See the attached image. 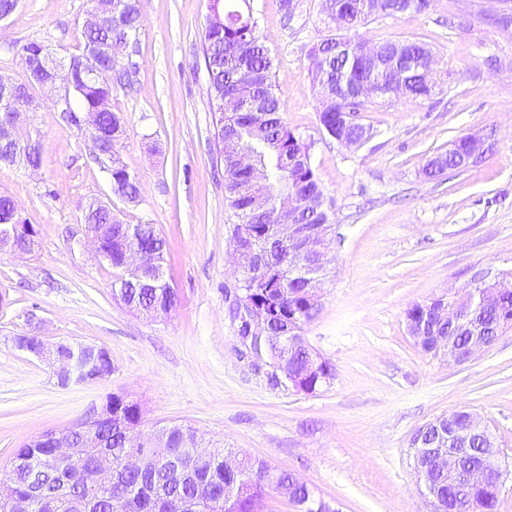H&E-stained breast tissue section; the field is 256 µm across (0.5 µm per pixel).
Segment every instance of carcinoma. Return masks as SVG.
Listing matches in <instances>:
<instances>
[{"instance_id": "1", "label": "carcinoma", "mask_w": 512, "mask_h": 512, "mask_svg": "<svg viewBox=\"0 0 512 512\" xmlns=\"http://www.w3.org/2000/svg\"><path fill=\"white\" fill-rule=\"evenodd\" d=\"M231 0H212L211 7L224 14V28L205 26L203 35L204 65L214 107L215 136L224 145V136L234 134L252 149L257 164L271 170L267 184L251 185L245 172L237 169L220 150L224 163V200L232 213L228 224L230 239L238 242L257 258L254 273L247 274L243 286V304L266 322L270 341L266 354L274 358L279 351V336L285 328L302 335L304 326L319 314V307L306 296L300 282L288 274L294 257L288 248L273 238L271 224L288 187L291 195L302 199L308 194L324 195L316 178L310 147L288 127L279 113V100L274 92L273 59L262 42L258 22L252 10L234 9ZM112 4L111 24L98 30H81L78 52L69 57L59 80L70 86V107L75 112L102 108L100 128L106 140L90 134L98 159L105 166L114 194L130 203L139 200L138 182L128 172L121 159L125 126L119 114L112 110L113 83L96 84L78 68L84 48L90 43L111 44L138 40L142 14L140 0H94V9ZM421 12L418 0H329L327 12L336 34L320 40L313 51L311 86L317 95L319 121L324 133L335 135L353 111L350 91L370 78L385 82H401L402 97L428 98L434 84H427L419 75L394 71L390 57L395 48L417 54L420 44L412 41H387L377 45L379 61L371 65L360 52L363 39L359 29L372 17L397 16ZM255 99L264 105L262 113L251 111L244 103ZM0 162L11 165L38 167L42 163V146L31 144L29 134L16 131L10 148L0 147ZM458 169L454 154L436 155L424 169L431 179H439ZM12 197L0 193V232L11 229L17 220L11 211ZM92 224L112 225V235L104 238L102 249L106 265L112 269V296L125 305L144 313L161 304L176 307L177 291L160 280L152 288H130L129 277L123 271L127 251L152 246L157 259L164 260L167 241L152 224L142 225L138 236L125 234L126 224L117 219L112 208L103 206L85 210ZM430 316L424 303L417 302L405 312L408 328ZM486 321L503 329L512 325V294L502 298L497 308L486 313ZM309 351L294 353L288 362L286 382L296 390L313 393L334 378V368L323 360L309 366ZM113 410L122 414L106 419L88 435L94 447L85 456L70 459L60 465L50 462L53 448L47 433L25 443L13 457L14 466L0 473V512H73L72 503H84L85 512H160L159 503L169 502L167 512H250L255 499L270 490L296 506L310 500L315 512H332L323 501L315 499L306 486L292 484L291 474L271 473L263 460L242 458L239 474L224 471V449L202 446L195 431L182 425L166 427L170 450L177 467L153 462L142 469L127 470L121 463L122 431L140 429L142 412L136 402H126L112 396ZM108 452L115 458L112 481L93 478V461L97 453ZM446 507L456 512H498L499 498L477 493L462 500L457 488L448 479H440Z\"/></svg>"}]
</instances>
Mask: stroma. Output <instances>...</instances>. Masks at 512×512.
Returning a JSON list of instances; mask_svg holds the SVG:
<instances>
[{
	"label": "stroma",
	"instance_id": "35a3bbf8",
	"mask_svg": "<svg viewBox=\"0 0 512 512\" xmlns=\"http://www.w3.org/2000/svg\"><path fill=\"white\" fill-rule=\"evenodd\" d=\"M326 0H250L274 60L288 126L311 146L333 200V261L320 312L305 337L335 368L313 393L273 381L242 355L227 291L235 281L226 231L224 165L214 139L201 49L208 0H141L142 30L130 89L114 92L121 151L140 184L138 203L113 196L88 135L67 125L54 93L33 87L26 130L40 168L0 164V191L39 232L28 255L0 252V471L50 428L73 426L109 395L137 401L143 427L196 429L213 445L292 473L336 512H431L410 457L416 431L455 410L477 414L512 471V328L474 360L451 366L424 354L405 311L481 272L512 273V0H432L423 13L370 21L367 43L411 40L437 59L428 98L369 104V135L328 137L311 89V47L329 35ZM90 0H17L0 19V74L23 80L20 52L37 41L74 52ZM469 13L467 27H453ZM484 131L495 147L477 165L427 180L422 170L461 136ZM100 199L127 224H152L168 242L163 267L180 302L149 319L112 297V275L84 248L83 208ZM105 347L110 376L58 382L20 351L22 335Z\"/></svg>",
	"mask_w": 512,
	"mask_h": 512
}]
</instances>
